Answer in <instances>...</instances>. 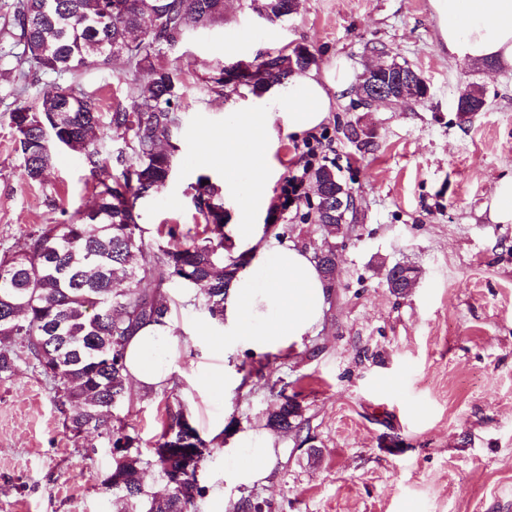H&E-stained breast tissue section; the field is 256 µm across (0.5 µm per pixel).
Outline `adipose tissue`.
<instances>
[{
  "label": "adipose tissue",
  "mask_w": 512,
  "mask_h": 512,
  "mask_svg": "<svg viewBox=\"0 0 512 512\" xmlns=\"http://www.w3.org/2000/svg\"><path fill=\"white\" fill-rule=\"evenodd\" d=\"M442 44L460 61H491L512 71V0H430ZM288 96L274 112L228 113L224 116V187L237 190L244 172L253 183L243 199L244 218L232 225L238 252L248 264L239 268L224 296V312L216 329L205 338H217L220 351L242 345L262 353L301 343L322 322L333 288L309 252L293 242L263 239L250 214L264 201L268 180L267 147L278 121L289 131L315 129L329 112L325 87L312 75L290 79ZM170 339V327L151 323L126 344L125 365L130 382L140 391L160 389L170 377L161 349ZM269 446L233 453L225 481L249 484L266 474Z\"/></svg>",
  "instance_id": "ef3b65f1"
}]
</instances>
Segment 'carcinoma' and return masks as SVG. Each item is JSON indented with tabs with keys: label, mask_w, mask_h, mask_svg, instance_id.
Masks as SVG:
<instances>
[{
	"label": "carcinoma",
	"mask_w": 512,
	"mask_h": 512,
	"mask_svg": "<svg viewBox=\"0 0 512 512\" xmlns=\"http://www.w3.org/2000/svg\"><path fill=\"white\" fill-rule=\"evenodd\" d=\"M223 0H17L13 25L23 45L21 61L37 74H73L92 64L105 65L107 52L124 59L142 74L134 87L131 108L116 106L102 115L82 90L55 81L34 106L11 110L10 126L28 180L46 181L53 165V147L83 159L92 178L95 205L46 224L31 236L28 249L0 258V379L27 361L53 384L65 427L75 435L97 434L121 449L102 480L105 490L123 504V512H194L203 494L198 472L210 455L209 444L192 425L181 403L166 406V418L153 455L143 460L138 438L112 410L127 400L125 347L142 325L170 319L171 299L164 288L171 281L198 284L201 294L189 304L220 320L224 292L239 263L232 244L224 241V184L201 175L192 186V202L202 221L192 236L177 224H162L155 248L145 245L138 224V201L162 191L173 176V155L161 149L178 130L172 111L181 81L176 70L155 60L156 50L174 42L190 27L206 26L224 17ZM249 8L269 10L274 22L294 13V0H249ZM316 63L302 45L286 47L251 62L263 77L248 84L260 97L294 73ZM411 67L395 61L371 78L395 83ZM106 128L124 143L117 156L90 140ZM345 137L360 151L374 145L367 132L353 126ZM120 166L112 171V162ZM398 265L385 270L387 287L405 293ZM119 282L129 283L117 288ZM268 412L267 426L276 431L303 429L302 406L281 390ZM198 448L190 468L176 444ZM154 467L169 492L158 497L142 482L143 466Z\"/></svg>",
	"instance_id": "cac0c4a2"
}]
</instances>
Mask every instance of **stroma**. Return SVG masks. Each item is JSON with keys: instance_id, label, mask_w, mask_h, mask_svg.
I'll use <instances>...</instances> for the list:
<instances>
[{"instance_id": "stroma-1", "label": "stroma", "mask_w": 512, "mask_h": 512, "mask_svg": "<svg viewBox=\"0 0 512 512\" xmlns=\"http://www.w3.org/2000/svg\"><path fill=\"white\" fill-rule=\"evenodd\" d=\"M16 0H0V256L22 251L30 235L59 220L61 209L95 199L81 157L56 152L50 179L29 181L15 150L10 111L37 104L49 76L23 78L22 47L13 34ZM303 44L317 77L345 67L349 82L330 95L316 130L325 147L318 164L332 167L356 207L336 236V286L322 323L300 345L255 354L226 352L239 369L231 393L200 382L212 351L200 333L213 321L185 304L189 291L169 284L182 308L166 347L174 394L202 437L223 428L198 473L204 493L196 512H235L250 498L262 512H512V223L491 217L495 184L512 174V72L449 58L430 0H299L295 13L271 22L247 0H224V18L187 30L159 58L182 79L172 109L180 117L171 181L138 203L147 246L156 229L194 232L192 184L218 177L215 145L228 112H267L287 86L263 96L247 88L212 87L225 66ZM407 63L428 87L423 102L365 107L353 86L380 59ZM138 79L124 61L66 75L97 100L100 111L131 105ZM479 86L486 101L469 117L460 92ZM369 129L375 149L361 153L344 135ZM306 136L279 122L263 234L314 251L326 231L307 217L304 199L282 207L288 172ZM414 266L407 294L390 292L385 271ZM298 394L301 433L270 432L278 390ZM427 411L416 415L414 408ZM140 438L142 458L165 417L162 391L132 392L116 411ZM50 383L31 364L0 379V512H119L101 481L113 463L105 439L65 429ZM271 442L267 476L229 484L231 448Z\"/></svg>"}]
</instances>
